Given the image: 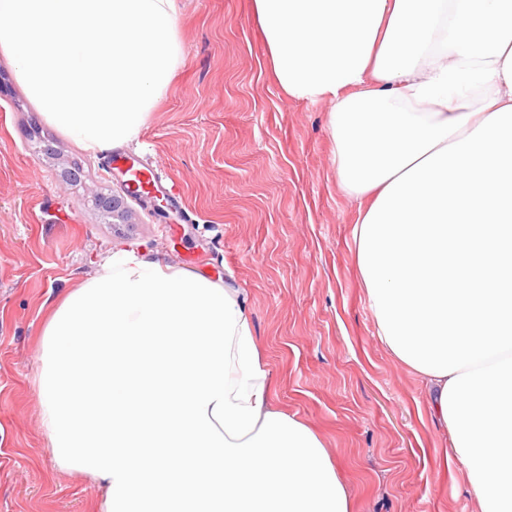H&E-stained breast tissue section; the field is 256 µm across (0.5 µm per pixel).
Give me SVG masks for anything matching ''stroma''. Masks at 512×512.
<instances>
[{"instance_id": "35a3bbf8", "label": "stroma", "mask_w": 512, "mask_h": 512, "mask_svg": "<svg viewBox=\"0 0 512 512\" xmlns=\"http://www.w3.org/2000/svg\"><path fill=\"white\" fill-rule=\"evenodd\" d=\"M176 6L185 64L137 139L107 154L55 128L0 54V512H98V487L47 452L37 344L48 308L133 246L240 289L273 404L319 434L354 512H478L419 377L376 334L327 104L269 78L250 0ZM134 163L165 190L128 196Z\"/></svg>"}]
</instances>
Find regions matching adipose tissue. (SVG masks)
Masks as SVG:
<instances>
[{
    "mask_svg": "<svg viewBox=\"0 0 512 512\" xmlns=\"http://www.w3.org/2000/svg\"><path fill=\"white\" fill-rule=\"evenodd\" d=\"M252 11L280 90L330 105L380 342L422 378L479 512H512V0ZM36 360L48 450L101 512H353L224 281L117 251L50 310Z\"/></svg>",
    "mask_w": 512,
    "mask_h": 512,
    "instance_id": "adipose-tissue-1",
    "label": "adipose tissue"
}]
</instances>
